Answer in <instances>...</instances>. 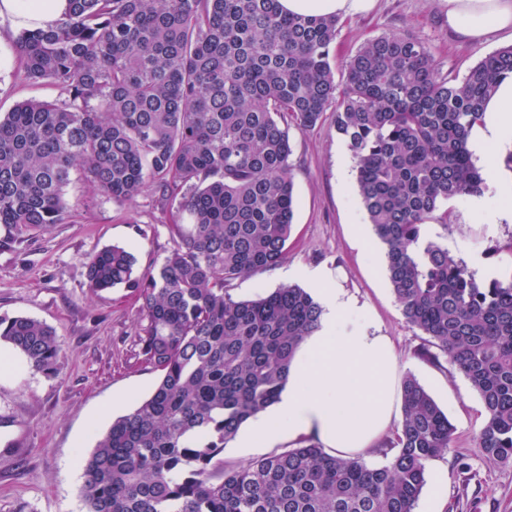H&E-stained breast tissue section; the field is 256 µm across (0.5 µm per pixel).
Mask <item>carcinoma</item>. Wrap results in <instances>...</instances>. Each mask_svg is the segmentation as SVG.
<instances>
[{
	"label": "carcinoma",
	"mask_w": 512,
	"mask_h": 512,
	"mask_svg": "<svg viewBox=\"0 0 512 512\" xmlns=\"http://www.w3.org/2000/svg\"><path fill=\"white\" fill-rule=\"evenodd\" d=\"M334 16L278 0H69L47 29L19 31L18 72L63 99H30L0 119V246L69 218L79 171L93 190L179 200L173 248L156 272L112 246L86 261L92 292L141 302L138 359L154 390L82 460L86 512H414L428 462L455 428L412 374L383 466L303 445L224 468L240 427L274 405L321 306L297 285L252 299L235 281L284 261L296 199L289 128L333 109L403 318L463 374L485 411L482 456L512 464V277L483 281L422 228L442 204L483 190L467 148L512 46L448 78L412 32L367 40L336 83ZM34 370L56 368L53 329L0 318V343Z\"/></svg>",
	"instance_id": "obj_1"
}]
</instances>
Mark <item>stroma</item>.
Returning <instances> with one entry per match:
<instances>
[{"instance_id": "35a3bbf8", "label": "stroma", "mask_w": 512, "mask_h": 512, "mask_svg": "<svg viewBox=\"0 0 512 512\" xmlns=\"http://www.w3.org/2000/svg\"><path fill=\"white\" fill-rule=\"evenodd\" d=\"M444 0H377L368 14L342 19L334 55L345 61L367 38L411 31L429 43L443 74L462 78L486 55L512 45L511 31L465 42L449 28ZM11 21L0 18V116L27 99L54 100L58 90L17 75ZM296 208L292 244L283 264L235 284L250 299L291 284V270L337 275L347 297L367 307L388 336L400 374H413L455 427L448 454L429 463L415 512H512V465L487 461L476 446L483 406L466 378L449 364L425 358L427 336L403 318L389 286L384 248L375 238L356 188L354 161L332 121L290 129ZM68 223L0 248V317L28 316L51 326L59 343L57 368L42 373L16 357L0 377V416L15 419L6 436L24 438L27 452L0 460V512H82L81 459L113 419L148 396L156 373L137 357L139 301L125 289L94 293L85 263L99 249L132 251L141 272L157 271L173 247L168 226L176 204L153 190L134 201L93 192L81 174L66 189ZM424 236L447 244L477 277H512V219L485 224L466 200L444 205Z\"/></svg>"}]
</instances>
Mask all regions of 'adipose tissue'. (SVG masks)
<instances>
[{
    "mask_svg": "<svg viewBox=\"0 0 512 512\" xmlns=\"http://www.w3.org/2000/svg\"><path fill=\"white\" fill-rule=\"evenodd\" d=\"M448 26L463 39L512 30V0H447ZM375 0H279L291 14L343 17L366 13ZM68 0H0V17L15 29H44L65 13ZM512 146V76L499 82L484 108L483 119L469 138V149L481 168L485 193L470 207L482 219L496 221L487 197L512 205V171L494 158L495 150ZM318 293L319 328L300 345L279 401L252 418L247 446L283 436L316 434L340 454H366L379 443L397 417L398 363L388 337L378 333L371 314L331 287L325 271L302 272Z\"/></svg>",
    "mask_w": 512,
    "mask_h": 512,
    "instance_id": "obj_1",
    "label": "adipose tissue"
}]
</instances>
